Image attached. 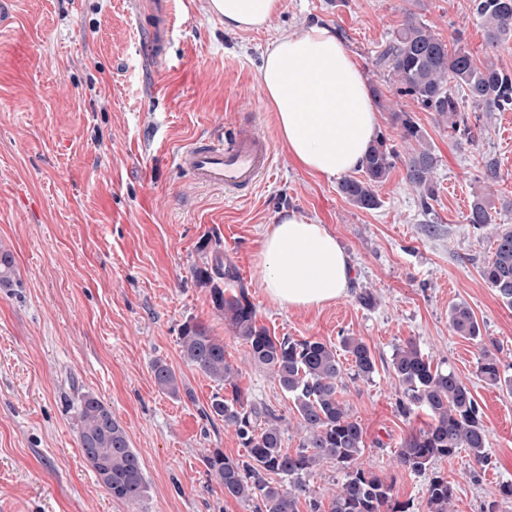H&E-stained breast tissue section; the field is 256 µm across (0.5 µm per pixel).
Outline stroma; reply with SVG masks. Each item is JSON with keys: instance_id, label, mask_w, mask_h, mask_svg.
Wrapping results in <instances>:
<instances>
[{"instance_id": "1", "label": "stroma", "mask_w": 512, "mask_h": 512, "mask_svg": "<svg viewBox=\"0 0 512 512\" xmlns=\"http://www.w3.org/2000/svg\"><path fill=\"white\" fill-rule=\"evenodd\" d=\"M166 67L139 46L147 31L136 0H12L0 21V249L15 258L11 287H0V512H252L225 497L207 472L214 450L241 459L233 428L205 411L216 383L180 353L186 323L204 324L249 402L270 409L283 446L306 432L291 398L252 364L210 288L196 277L215 258L235 268L256 322L270 335L342 337L371 347V381L344 378L342 398L364 429L362 460L392 482L397 500L428 512L429 475L399 465L403 441L420 426L401 414L403 389L391 371L396 346L413 340L434 363L453 369L477 400L490 457L472 470L466 452L436 459L430 473L455 489L453 512H482L499 484L512 482V392L483 382L476 341L459 336L450 308L467 305L502 373L512 375V309L481 268L501 227L512 228V110L484 112L468 142L409 97L397 95L376 57L408 16L476 65L512 72V41L486 45L470 0H282L258 31H231L206 0H173ZM334 30L388 107L379 130L400 154L409 147L392 125L411 113L437 158L435 195L422 199L396 164L365 210L341 195L338 179L298 167L280 139L258 69L278 37L312 23ZM253 122L277 164L252 197L229 201L195 187L172 162L191 139ZM494 162L497 182L482 179ZM491 194L495 222L477 230L466 216L475 195ZM292 211L325 225L353 265L346 297L318 309L273 305L257 265L263 234ZM370 291L373 306L359 303ZM172 366L189 389L174 398L152 365ZM97 396L139 454L147 491L137 503L112 500L85 462L75 407Z\"/></svg>"}]
</instances>
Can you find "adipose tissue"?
<instances>
[{
  "label": "adipose tissue",
  "instance_id": "1",
  "mask_svg": "<svg viewBox=\"0 0 512 512\" xmlns=\"http://www.w3.org/2000/svg\"><path fill=\"white\" fill-rule=\"evenodd\" d=\"M225 28L265 27L281 0H213ZM291 159L332 179L360 169L379 129L367 79L331 29L313 24L275 40L259 69ZM270 301L282 308H318L346 295L350 262L325 225L294 212L269 225L258 253Z\"/></svg>",
  "mask_w": 512,
  "mask_h": 512
}]
</instances>
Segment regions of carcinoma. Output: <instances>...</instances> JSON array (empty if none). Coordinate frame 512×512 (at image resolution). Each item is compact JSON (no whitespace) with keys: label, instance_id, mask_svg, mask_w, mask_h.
Listing matches in <instances>:
<instances>
[{"label":"carcinoma","instance_id":"1","mask_svg":"<svg viewBox=\"0 0 512 512\" xmlns=\"http://www.w3.org/2000/svg\"><path fill=\"white\" fill-rule=\"evenodd\" d=\"M471 2L484 25L490 48L496 49L512 38V0ZM376 65L389 72L397 83L398 95L412 98L449 127L463 128L471 142L477 134L462 113L451 86L463 90L474 112L512 110L511 74L493 64L476 66L462 46L448 50L447 43L413 16L407 18L396 38L377 57ZM392 120L400 139L412 146L404 158L407 181L423 196H433L437 158L426 142L425 132L408 112H394ZM399 158L389 138L378 135L363 162V178L342 180L340 193L358 208H377V188L386 182ZM493 208L490 195L476 196L467 223L476 229L494 223ZM494 245L492 256L482 267V276L502 302L512 307V230L497 232ZM199 275L211 285L212 302L224 312L236 337L247 345L250 359L271 370L281 389L292 398L300 424L307 431L305 442L295 453L284 450L279 418L245 399L235 382L236 371L225 360L224 342L201 324H185L179 336L181 355L217 385L230 390L228 396L214 394L209 411L234 427L246 449L242 460L230 459L219 449L206 459L208 473L224 487V496L255 504L254 512H299L302 501L308 503L309 512H320L322 502L307 476L321 462L331 461L344 472V479L329 504V512H409L410 505L393 495L392 484L365 469L361 462L364 431L341 398L344 369L336 347L320 340L278 338L257 326L245 289L227 295L214 283L216 279L232 277L222 262ZM14 277V258L1 250L0 287L11 286ZM449 323L458 335L480 343L478 376L489 385L512 391V376L502 373L480 336L469 307L454 306ZM340 345L348 356L352 379L371 380L376 362L368 344L360 338L344 336ZM391 366L405 395L400 404L402 413L410 415L421 410L430 418L404 441L397 456L401 466L424 474L436 459L453 456L463 448L472 468L485 467L487 430L480 406L455 371L433 365L412 340L395 349ZM152 372L163 392L173 397L181 395L184 384L169 365L159 360L153 364ZM77 418L79 447L109 495L126 504L138 502L146 491L143 465L112 410L97 397L86 394L79 400ZM453 498L448 480L433 474L427 485L428 512H450Z\"/></svg>","mask_w":512,"mask_h":512}]
</instances>
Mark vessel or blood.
<instances>
[{"label":"vessel or blood","mask_w":512,"mask_h":512,"mask_svg":"<svg viewBox=\"0 0 512 512\" xmlns=\"http://www.w3.org/2000/svg\"><path fill=\"white\" fill-rule=\"evenodd\" d=\"M172 11V0H150L148 38L140 52L157 67L167 59ZM173 162L197 184L238 201L251 197L260 180L274 168L275 153L269 139L238 128L195 139L174 155Z\"/></svg>","instance_id":"vessel-or-blood-1"}]
</instances>
